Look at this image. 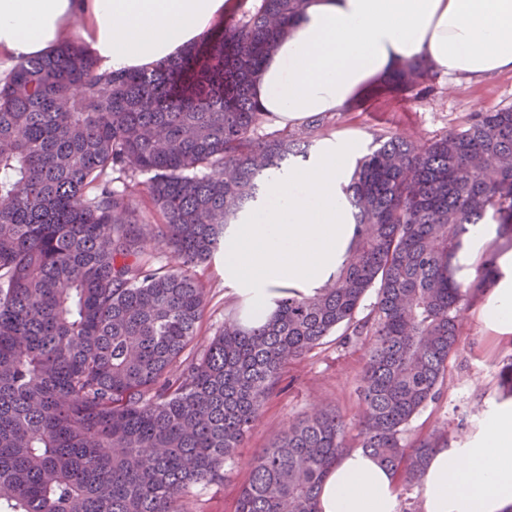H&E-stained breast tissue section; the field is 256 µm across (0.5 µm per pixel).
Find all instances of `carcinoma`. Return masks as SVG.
I'll list each match as a JSON object with an SVG mask.
<instances>
[{"mask_svg": "<svg viewBox=\"0 0 512 512\" xmlns=\"http://www.w3.org/2000/svg\"><path fill=\"white\" fill-rule=\"evenodd\" d=\"M305 2L261 0L150 69L104 70L76 38L0 82V512H184L224 481L283 368L335 332L341 348L370 341L360 447L413 487L447 442L403 434L440 400L464 314L501 276L490 256L457 279L467 225L489 218L512 245L511 108L427 144L381 142L345 187L355 224L336 276L199 342L196 267L323 126L258 135L253 82ZM429 77L420 61L395 80ZM161 247L174 263H152ZM345 449L334 409L288 426L252 458L236 512H318Z\"/></svg>", "mask_w": 512, "mask_h": 512, "instance_id": "obj_1", "label": "carcinoma"}]
</instances>
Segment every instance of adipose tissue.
Returning a JSON list of instances; mask_svg holds the SVG:
<instances>
[{"label":"adipose tissue","mask_w":512,"mask_h":512,"mask_svg":"<svg viewBox=\"0 0 512 512\" xmlns=\"http://www.w3.org/2000/svg\"><path fill=\"white\" fill-rule=\"evenodd\" d=\"M240 0H0V79L25 58L81 37L108 70L174 57ZM421 59L449 80L512 72V0H307L267 56L252 89L279 127L345 110L374 80ZM360 135L321 139L307 163L269 175L261 200L224 233V283L255 325L277 290L314 294L345 262L354 224L344 188ZM485 292L481 318L512 335V252ZM421 512H512V403L471 446L434 449L416 487ZM396 474L363 449L343 453L324 478L319 512H399Z\"/></svg>","instance_id":"1"}]
</instances>
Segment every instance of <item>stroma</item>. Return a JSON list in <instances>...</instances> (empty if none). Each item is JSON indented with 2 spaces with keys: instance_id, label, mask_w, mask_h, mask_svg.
<instances>
[{
  "instance_id": "1",
  "label": "stroma",
  "mask_w": 512,
  "mask_h": 512,
  "mask_svg": "<svg viewBox=\"0 0 512 512\" xmlns=\"http://www.w3.org/2000/svg\"><path fill=\"white\" fill-rule=\"evenodd\" d=\"M512 107V73L484 82H461L449 91L448 79L434 76L430 91L417 88L382 89L358 98L349 108L325 117L323 135L360 133L366 146H377L395 134H412L420 140L439 138L464 128L472 113ZM197 278L206 294L201 323L202 338L214 336L227 317L236 315L239 302L224 285L220 256L199 266ZM483 299H476L466 314L462 344L448 360V372L438 403L425 408L408 425L405 441L438 428L448 437L466 443L504 402L498 371L512 356V335L495 336L481 320ZM367 342L347 348L327 337L321 348L284 369L282 389L262 406L244 448L224 467L223 483L198 489L185 502L187 512H236L237 499L249 476L248 462L292 423L318 409H335L344 417L348 439H355L363 406L360 401L362 368Z\"/></svg>"
}]
</instances>
